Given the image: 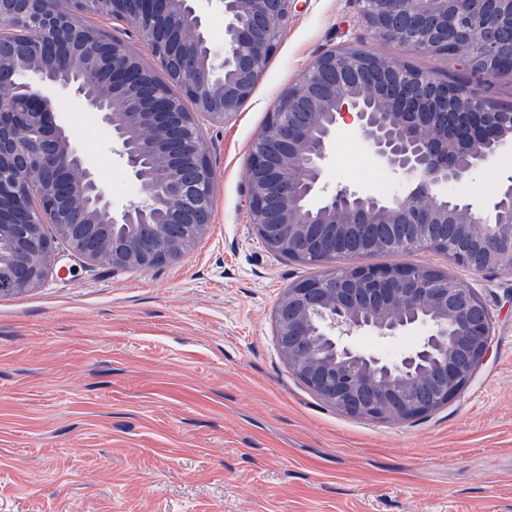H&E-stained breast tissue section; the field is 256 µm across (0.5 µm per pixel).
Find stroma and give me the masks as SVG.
Wrapping results in <instances>:
<instances>
[{
	"instance_id": "stroma-1",
	"label": "stroma",
	"mask_w": 512,
	"mask_h": 512,
	"mask_svg": "<svg viewBox=\"0 0 512 512\" xmlns=\"http://www.w3.org/2000/svg\"><path fill=\"white\" fill-rule=\"evenodd\" d=\"M349 43L442 78L466 73L373 39L353 0H296L237 115L200 122L214 209L190 250L150 270L87 268L46 226L54 269L39 288L0 295V512H512V269L479 275L431 250L363 257L449 273L493 313L488 359L431 414L343 413L278 350L277 301L326 268L258 237L246 163L279 96L322 50ZM54 108L113 202L137 200L100 114L64 92ZM510 173L512 149L454 191L482 203ZM390 177L356 126L340 125L329 187L373 193Z\"/></svg>"
}]
</instances>
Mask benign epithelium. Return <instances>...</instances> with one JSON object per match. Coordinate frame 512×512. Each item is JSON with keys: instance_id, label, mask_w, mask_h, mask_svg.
<instances>
[{"instance_id": "1", "label": "benign epithelium", "mask_w": 512, "mask_h": 512, "mask_svg": "<svg viewBox=\"0 0 512 512\" xmlns=\"http://www.w3.org/2000/svg\"><path fill=\"white\" fill-rule=\"evenodd\" d=\"M293 2L214 0L224 14L217 51L200 0H0V235L16 242L18 290L39 287L55 265L47 224L89 266L148 270L186 253L194 241L156 215L173 204L195 238L204 234L214 171L199 117L221 125L239 112ZM356 3L374 37L444 54L473 83L449 84L359 44L321 51L280 95L252 146L248 210L270 251L331 266L277 302L275 334L289 370L346 414L403 421L438 410L474 380L491 352L492 312L474 289L427 266L336 262L360 258L354 231L375 224L409 228L398 245L421 249L451 228L449 262L476 273L512 268V176L482 205L448 191L512 148V112L493 109L488 97L490 85L512 83V68L500 65L512 0ZM89 13L138 31L156 67L123 39L77 22ZM56 89L101 114L113 153L140 184L138 200L112 208L56 120ZM341 120L361 130L399 193L328 189L325 164ZM316 196L320 203L310 205ZM414 327L423 336L395 359L351 344L364 332L391 338Z\"/></svg>"}]
</instances>
